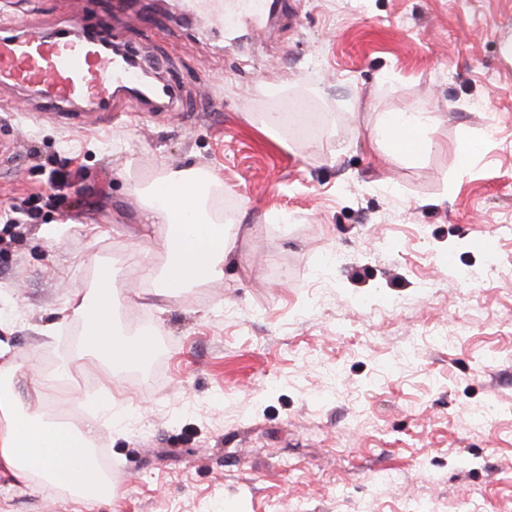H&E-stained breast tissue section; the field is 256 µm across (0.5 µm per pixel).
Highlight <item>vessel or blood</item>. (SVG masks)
<instances>
[{
	"label": "vessel or blood",
	"mask_w": 512,
	"mask_h": 512,
	"mask_svg": "<svg viewBox=\"0 0 512 512\" xmlns=\"http://www.w3.org/2000/svg\"><path fill=\"white\" fill-rule=\"evenodd\" d=\"M189 12L212 27L244 25L259 30L270 17L268 0H187ZM143 65L102 51L92 40L68 30L53 33L9 23L0 26V84L24 85L49 107L89 104L108 112L123 89L139 85Z\"/></svg>",
	"instance_id": "1"
}]
</instances>
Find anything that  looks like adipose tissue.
Masks as SVG:
<instances>
[{"label":"adipose tissue","instance_id":"ef3b65f1","mask_svg":"<svg viewBox=\"0 0 512 512\" xmlns=\"http://www.w3.org/2000/svg\"><path fill=\"white\" fill-rule=\"evenodd\" d=\"M432 125V117L421 113H388L375 138L392 153L417 158L435 146ZM209 182L195 169L168 168L142 190L140 237L149 240L156 226H164L168 260L159 269L142 265L141 278L155 284L163 296L222 279L225 264L235 258L242 227L211 218ZM116 288V277L107 268L94 288L70 303L71 314L85 321L77 354L102 357L115 368L140 366L155 351V333L147 330L130 337L118 328ZM16 369L15 359L0 349V477L32 491L37 490L38 480L48 481L71 492L88 508L111 495V477L89 455L98 415L90 414L78 428L46 422L39 405L47 395L49 377L33 380L22 394L12 384Z\"/></svg>","mask_w":512,"mask_h":512}]
</instances>
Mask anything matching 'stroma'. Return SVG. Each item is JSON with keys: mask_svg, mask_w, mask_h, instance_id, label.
I'll use <instances>...</instances> for the list:
<instances>
[{"mask_svg": "<svg viewBox=\"0 0 512 512\" xmlns=\"http://www.w3.org/2000/svg\"><path fill=\"white\" fill-rule=\"evenodd\" d=\"M14 15L112 35L181 91L168 111L127 98L69 124L0 88V344L25 360L16 389L76 351L67 307L103 267L121 271L119 326L156 333L144 365L74 361L42 403L56 422L108 388L124 411L123 431L96 436L120 482L93 512H512V0H282L235 43L111 0ZM274 103L307 136L263 129ZM407 111L436 121L417 160L367 137ZM462 139L481 144L464 175ZM170 167L216 174L253 233L222 281L164 298L124 258L166 262L164 227L137 233L141 186ZM75 510L0 487V512Z\"/></svg>", "mask_w": 512, "mask_h": 512, "instance_id": "35a3bbf8", "label": "stroma"}]
</instances>
